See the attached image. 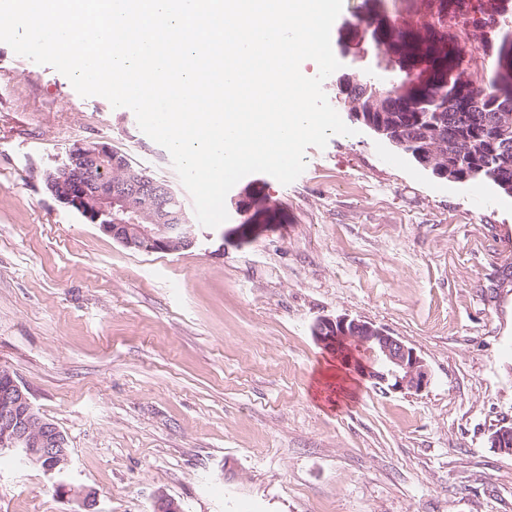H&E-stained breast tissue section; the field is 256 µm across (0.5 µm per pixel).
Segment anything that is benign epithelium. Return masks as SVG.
Returning a JSON list of instances; mask_svg holds the SVG:
<instances>
[{
	"label": "benign epithelium",
	"instance_id": "benign-epithelium-1",
	"mask_svg": "<svg viewBox=\"0 0 512 512\" xmlns=\"http://www.w3.org/2000/svg\"><path fill=\"white\" fill-rule=\"evenodd\" d=\"M352 120L379 135L385 126L363 114L359 106L349 112ZM441 177L456 179L459 173L439 154L424 163ZM113 176H102L104 170ZM47 188L66 206L126 248L174 253L189 250L197 242L196 226L182 210L173 211L174 194L163 182L142 169L131 167L126 158L106 143H76L68 160L48 175ZM313 335L324 347L351 355L357 350L365 358L354 361V369L365 380L396 391L418 392L429 382V372L416 350L372 323L339 316L322 318L313 325ZM493 447L512 456V426L490 436ZM13 451L28 464L52 476H60L70 464L65 434L54 422L43 418L13 373L0 368V451ZM62 493L73 496L75 512H90L97 495L55 482ZM153 512H182L180 505L164 493L155 496Z\"/></svg>",
	"mask_w": 512,
	"mask_h": 512
}]
</instances>
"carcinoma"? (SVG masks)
Returning <instances> with one entry per match:
<instances>
[{
  "instance_id": "obj_1",
  "label": "carcinoma",
  "mask_w": 512,
  "mask_h": 512,
  "mask_svg": "<svg viewBox=\"0 0 512 512\" xmlns=\"http://www.w3.org/2000/svg\"><path fill=\"white\" fill-rule=\"evenodd\" d=\"M385 2L364 0L365 14L348 28L347 40L374 59V69L361 73L363 85L354 89L353 100L374 113L392 138L417 140L414 160L428 152L429 143L417 132L430 122L441 129V152L463 155L466 168L478 167L479 178L497 186L512 182V144L491 153L495 132L481 122L483 113L500 111L512 124V80L501 70L466 72L461 43L443 32L446 0H437V12L415 28L380 24ZM495 13L496 29L481 37V50L501 60L512 41V0H500Z\"/></svg>"
}]
</instances>
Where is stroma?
I'll return each instance as SVG.
<instances>
[{
  "mask_svg": "<svg viewBox=\"0 0 512 512\" xmlns=\"http://www.w3.org/2000/svg\"><path fill=\"white\" fill-rule=\"evenodd\" d=\"M105 142L193 199L132 110L80 96L0 43V366L67 437L95 512H512V194L451 181L366 126L307 148L284 185L227 194V221L173 254L125 248L57 202L46 172ZM275 208L244 225V196ZM385 328L421 391L347 379L311 327ZM0 454V512H72Z\"/></svg>",
  "mask_w": 512,
  "mask_h": 512,
  "instance_id": "35a3bbf8",
  "label": "stroma"
}]
</instances>
